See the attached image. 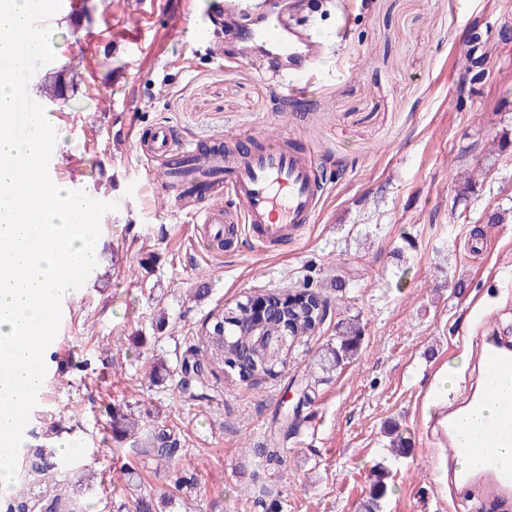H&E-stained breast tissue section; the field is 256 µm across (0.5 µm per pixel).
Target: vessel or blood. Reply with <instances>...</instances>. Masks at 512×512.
Masks as SVG:
<instances>
[{"mask_svg": "<svg viewBox=\"0 0 512 512\" xmlns=\"http://www.w3.org/2000/svg\"><path fill=\"white\" fill-rule=\"evenodd\" d=\"M251 16L256 29L244 33L240 41L242 56L262 72L270 73L279 94L295 96L307 91L321 79L313 59L315 48L300 30L267 9L266 0H226L224 13L215 14L207 35L199 45L212 55H223L225 23ZM211 148H199L188 142L175 144L171 131L156 127L148 138L146 152L175 154V162L184 175L177 188L167 190L173 203L195 199L196 217L208 227L210 236L253 231L257 241L272 246L288 240L301 227L311 223L319 206V174L312 156L288 149L283 138L266 137L265 144L240 156L225 155L223 137H215ZM238 212L236 223L224 218L226 206ZM484 376L512 369V348L501 344L484 346L479 353ZM495 400L499 420L485 422L480 441L462 434L461 417L487 400ZM512 423V391L490 396L480 388L462 404L438 406L428 427V435L437 446L446 448L448 472L455 485L464 487L483 483L490 498L512 497V462L491 461L502 422Z\"/></svg>", "mask_w": 512, "mask_h": 512, "instance_id": "vessel-or-blood-1", "label": "vessel or blood"}]
</instances>
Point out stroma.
<instances>
[{
	"label": "stroma",
	"mask_w": 512,
	"mask_h": 512,
	"mask_svg": "<svg viewBox=\"0 0 512 512\" xmlns=\"http://www.w3.org/2000/svg\"><path fill=\"white\" fill-rule=\"evenodd\" d=\"M84 2L52 25L55 58L30 79L64 134L54 156L73 187L116 205L45 351V397L26 426L58 422L80 446L66 497L80 512H126L135 483L158 512H360L379 469L380 512H512L483 485L460 497L438 480L445 451L426 437L432 394L453 402L477 385L485 326L512 342V0H274L288 22L311 16L328 45V78L295 103L239 60L247 20L216 59L174 35L199 0H154L143 14L137 0ZM116 22L138 30L131 55L112 43ZM61 70L73 85L49 100L45 80ZM160 125L181 142L264 132L310 150L324 171L313 223L270 250L246 234L216 250L193 208L167 209L152 191L163 160L135 138ZM463 171L477 175L466 194ZM494 211L504 223H486ZM307 287L327 318L277 375L211 377L200 399L182 388L180 364L212 312ZM350 318L363 327L357 356L314 382L312 357ZM115 410L145 434L173 429L175 465L113 441ZM393 427L407 440L399 455ZM179 472L193 483L175 486Z\"/></svg>",
	"instance_id": "35a3bbf8"
}]
</instances>
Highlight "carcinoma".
I'll use <instances>...</instances> for the list:
<instances>
[{"label": "carcinoma", "mask_w": 512, "mask_h": 512, "mask_svg": "<svg viewBox=\"0 0 512 512\" xmlns=\"http://www.w3.org/2000/svg\"><path fill=\"white\" fill-rule=\"evenodd\" d=\"M303 292L282 291L275 294L270 301L264 317L263 331L266 336H281L288 328L287 319L301 316V335H306L318 328L322 320L310 321L309 305L321 303L319 292L314 291L307 302H302ZM253 314L242 303L226 307L213 313L210 325L199 338L205 360L200 363L183 359L181 373L184 383H204L207 375L232 372V364L246 368L257 374H265L271 369L286 365L289 349L275 353L258 336L248 334ZM361 327L358 322L346 323L336 337V344L318 352L314 366L321 373L327 374L341 367L345 361L353 358L359 349ZM112 434L115 439H125L139 433L138 420L132 415L112 414ZM180 447V440L174 433L160 429L148 435L141 453L156 456L158 460L169 463ZM59 460L57 449L49 444H37L27 449L17 463V473L22 487L19 490H7L0 496V512H74L68 507L64 494L57 492L59 477ZM53 494L51 504H43L48 494Z\"/></svg>", "instance_id": "obj_1"}]
</instances>
